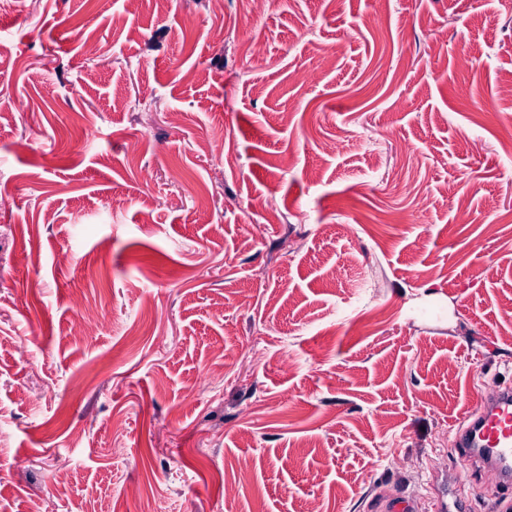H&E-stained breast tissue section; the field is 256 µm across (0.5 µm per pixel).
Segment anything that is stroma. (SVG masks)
Returning <instances> with one entry per match:
<instances>
[{
  "instance_id": "obj_1",
  "label": "stroma",
  "mask_w": 512,
  "mask_h": 512,
  "mask_svg": "<svg viewBox=\"0 0 512 512\" xmlns=\"http://www.w3.org/2000/svg\"><path fill=\"white\" fill-rule=\"evenodd\" d=\"M511 82L512 0H0V512H512ZM452 441L459 460L490 476L495 488H512V386L485 392L463 417Z\"/></svg>"
}]
</instances>
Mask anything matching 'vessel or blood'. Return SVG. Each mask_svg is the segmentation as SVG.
Listing matches in <instances>:
<instances>
[{
    "mask_svg": "<svg viewBox=\"0 0 512 512\" xmlns=\"http://www.w3.org/2000/svg\"><path fill=\"white\" fill-rule=\"evenodd\" d=\"M463 422L452 441L459 460L490 476L496 489H511L512 386L484 393Z\"/></svg>",
    "mask_w": 512,
    "mask_h": 512,
    "instance_id": "b4317fda",
    "label": "vessel or blood"
}]
</instances>
